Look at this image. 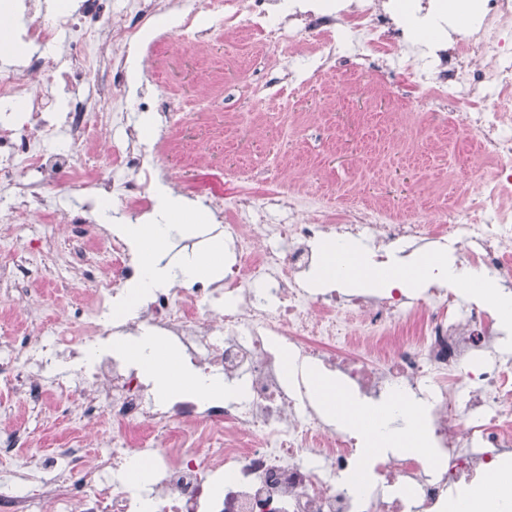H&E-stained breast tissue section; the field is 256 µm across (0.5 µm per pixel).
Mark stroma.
<instances>
[{
  "label": "stroma",
  "mask_w": 512,
  "mask_h": 512,
  "mask_svg": "<svg viewBox=\"0 0 512 512\" xmlns=\"http://www.w3.org/2000/svg\"><path fill=\"white\" fill-rule=\"evenodd\" d=\"M262 53V48L244 44L241 35L218 26L200 43L167 37L158 43L149 64L138 69V84L125 89L124 125L112 129L116 139L126 129L139 130L140 98L155 94L151 115L156 126L140 136L154 171L151 189L163 186L203 205L215 195L228 199L237 188L228 174L233 165L267 181L308 182L313 205L329 199L343 203L376 198L382 206L399 211L413 198L424 208L435 209L451 202L452 183L475 166L478 154L460 130L461 112L450 113L443 121L410 114L399 93L406 79L403 71H383L376 82L363 79L353 89L349 77L340 72L304 81L307 64L299 58L283 68L256 70L254 60ZM287 72L294 81L285 90L284 113L271 108L251 117L243 114L236 100L209 110L200 99L201 94H221L256 78L276 81ZM171 107L205 130L213 161L188 164L170 144L166 116ZM285 119L297 125L295 137L281 132ZM46 192L60 208L86 214L87 233L111 230L107 216L86 212L90 190L52 178ZM1 233L11 238L12 248L7 262H0V307H13L20 290L38 297L39 303L21 319L0 321V336L35 337L43 326L66 324L65 300L58 296V288L92 291L91 285L70 275L77 241L69 227L0 224ZM30 263L37 276L18 279L16 267ZM11 355L10 347L0 345V419L25 437L26 448L48 447L49 437L64 432L67 421L55 407L34 400L17 385Z\"/></svg>",
  "instance_id": "1"
}]
</instances>
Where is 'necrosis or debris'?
I'll use <instances>...</instances> for the list:
<instances>
[{
	"label": "necrosis or debris",
	"mask_w": 512,
	"mask_h": 512,
	"mask_svg": "<svg viewBox=\"0 0 512 512\" xmlns=\"http://www.w3.org/2000/svg\"><path fill=\"white\" fill-rule=\"evenodd\" d=\"M444 0H212L225 23L281 55L303 56L312 77L349 58L360 73L402 69V98L429 112L465 103L463 128L475 138L489 178L465 177L452 207L436 223L413 205L394 213L366 200L306 209L299 189L241 178L232 199L214 197L234 261L222 283H176L141 301L138 323L113 327L114 306L127 303L139 267L115 235L83 237L76 255L96 304L71 305L80 335L49 331L19 357L34 399L69 407L88 402L74 419L67 447L41 457L18 454L16 438H0V458L16 480L0 493V512H443L448 494L494 470L500 449L512 447V357L487 307L459 305L453 291L430 289L407 307L401 289L382 298L345 299L335 291L312 297L305 274L318 259L315 242L368 234L375 245L437 238L456 232L467 262L512 277V0H480V20L446 47L416 63L404 17L426 18ZM166 0H78L42 22L40 0H0V16L22 13L20 62H0V223H15L19 175L33 173L28 209L39 224H80L43 195L41 175L78 185L99 182L70 147L50 154L48 142L68 134L91 140L103 113L121 121L127 54L145 20L166 11ZM68 42L47 57L41 45L60 34ZM112 170L107 194L133 216L150 209L149 172L138 136L105 153ZM288 214L267 223L269 208ZM162 330L190 362L241 382L236 401L203 402L191 395L155 399L124 358L96 345L100 336ZM284 339L299 360L340 373L365 395L399 388L426 400L428 452L374 457L339 432L310 403L301 375L288 372L273 348ZM79 364L59 377L61 354ZM109 425L112 443L86 447L92 426ZM149 480L123 481L132 464Z\"/></svg>",
	"instance_id": "necrosis-or-debris-1"
}]
</instances>
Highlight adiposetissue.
Instances as JSON below:
<instances>
[{
  "mask_svg": "<svg viewBox=\"0 0 512 512\" xmlns=\"http://www.w3.org/2000/svg\"><path fill=\"white\" fill-rule=\"evenodd\" d=\"M160 203L151 224H126L123 232L138 245V261L144 269L141 291L160 287L183 276L205 278L224 262V245L214 242L203 255L186 257L179 265L162 262L159 244L175 226L193 230L204 217L200 207L189 204L167 189L159 191ZM315 274L321 279H342L359 287L415 288L420 282L453 284L462 288L478 283L480 290L497 302L503 324H512V294L502 291L495 281L476 280L468 271L456 268L447 254L435 251L422 254L411 266L399 267L376 261L359 253L347 242L327 249ZM127 355L149 376L159 395L170 394L177 385H185L209 398H229L233 388L216 374L182 373L176 357L153 336L145 335L125 343ZM312 393L330 417H343L361 432L366 452H384L395 456L421 452L426 437L420 427L425 403L400 391L377 400L351 399L332 376L318 374L311 381ZM512 489V470H500L483 482L478 490L451 505V512H497L505 489Z\"/></svg>",
  "mask_w": 512,
  "mask_h": 512,
  "instance_id": "1",
  "label": "adipose tissue"
}]
</instances>
